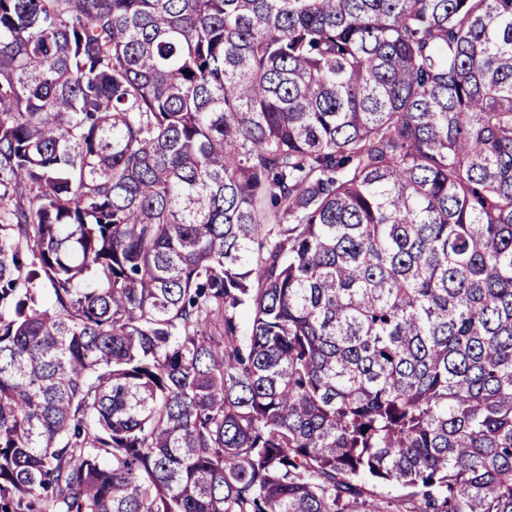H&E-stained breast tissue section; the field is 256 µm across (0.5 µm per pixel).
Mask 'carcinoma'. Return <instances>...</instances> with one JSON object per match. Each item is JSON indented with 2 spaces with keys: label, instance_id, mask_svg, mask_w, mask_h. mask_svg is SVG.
I'll return each instance as SVG.
<instances>
[{
  "label": "carcinoma",
  "instance_id": "1",
  "mask_svg": "<svg viewBox=\"0 0 512 512\" xmlns=\"http://www.w3.org/2000/svg\"><path fill=\"white\" fill-rule=\"evenodd\" d=\"M0 512H512V0H0Z\"/></svg>",
  "mask_w": 512,
  "mask_h": 512
}]
</instances>
